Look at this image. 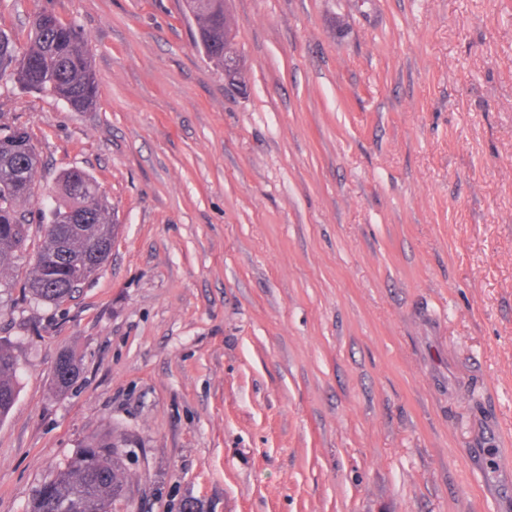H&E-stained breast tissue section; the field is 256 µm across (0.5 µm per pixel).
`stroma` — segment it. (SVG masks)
<instances>
[{
    "instance_id": "obj_1",
    "label": "stroma",
    "mask_w": 512,
    "mask_h": 512,
    "mask_svg": "<svg viewBox=\"0 0 512 512\" xmlns=\"http://www.w3.org/2000/svg\"><path fill=\"white\" fill-rule=\"evenodd\" d=\"M42 8L97 104L3 78L0 123L118 231L56 308L31 224L0 288V512L105 434L125 512H512V0H227L239 90L181 0H0V28ZM16 362L11 351L0 345V419L11 410L17 397Z\"/></svg>"
}]
</instances>
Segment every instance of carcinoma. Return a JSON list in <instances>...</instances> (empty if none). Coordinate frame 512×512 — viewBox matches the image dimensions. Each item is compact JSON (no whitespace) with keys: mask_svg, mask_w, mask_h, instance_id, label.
I'll return each instance as SVG.
<instances>
[{"mask_svg":"<svg viewBox=\"0 0 512 512\" xmlns=\"http://www.w3.org/2000/svg\"><path fill=\"white\" fill-rule=\"evenodd\" d=\"M207 57L224 66V0H185ZM26 47L0 30V76L19 86L64 102L75 112L96 103L100 88L91 63L88 38L79 25L42 9L29 21ZM40 154L28 131L0 126V288L25 247L35 199ZM56 203L40 214L44 235L24 284L28 296L58 305L80 293L84 281L106 261L117 225L92 176L79 169L61 174ZM77 373L69 355L55 372L59 390ZM17 397L16 362L0 345V420ZM114 439L88 444L65 460L36 490L28 512H115L130 486L129 474Z\"/></svg>","mask_w":512,"mask_h":512,"instance_id":"obj_1","label":"carcinoma"}]
</instances>
